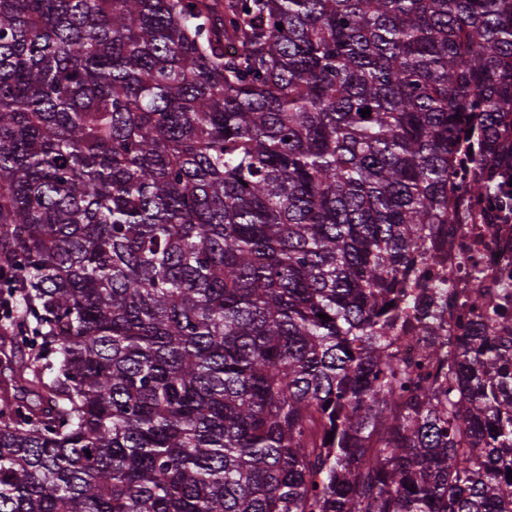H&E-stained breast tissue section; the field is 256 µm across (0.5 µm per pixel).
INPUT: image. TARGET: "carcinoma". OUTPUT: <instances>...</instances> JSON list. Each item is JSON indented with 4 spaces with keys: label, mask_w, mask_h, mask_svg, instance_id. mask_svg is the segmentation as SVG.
<instances>
[{
    "label": "carcinoma",
    "mask_w": 512,
    "mask_h": 512,
    "mask_svg": "<svg viewBox=\"0 0 512 512\" xmlns=\"http://www.w3.org/2000/svg\"><path fill=\"white\" fill-rule=\"evenodd\" d=\"M458 160L512 0H0V512H512V340L394 347Z\"/></svg>",
    "instance_id": "cac0c4a2"
}]
</instances>
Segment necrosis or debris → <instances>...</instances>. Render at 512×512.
Returning <instances> with one entry per match:
<instances>
[{"instance_id":"obj_1","label":"necrosis or debris","mask_w":512,"mask_h":512,"mask_svg":"<svg viewBox=\"0 0 512 512\" xmlns=\"http://www.w3.org/2000/svg\"><path fill=\"white\" fill-rule=\"evenodd\" d=\"M474 168L460 170L449 191L451 206L466 204L463 223L436 225L426 265L433 283L427 298L404 314L396 347L413 357L433 343L441 351L466 336H512V193L493 200L468 198L465 188ZM481 293L483 305L472 297ZM435 319L441 336L429 340L425 326Z\"/></svg>"}]
</instances>
